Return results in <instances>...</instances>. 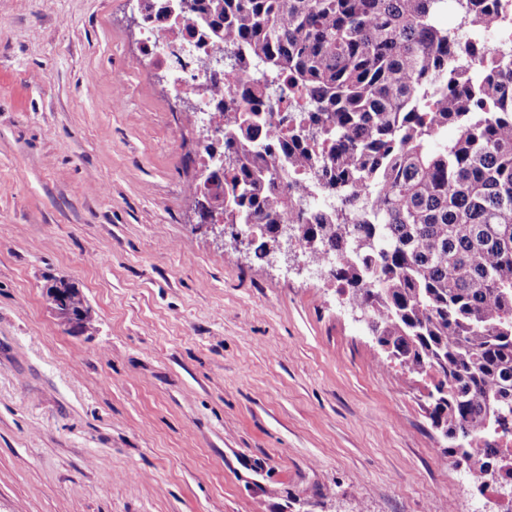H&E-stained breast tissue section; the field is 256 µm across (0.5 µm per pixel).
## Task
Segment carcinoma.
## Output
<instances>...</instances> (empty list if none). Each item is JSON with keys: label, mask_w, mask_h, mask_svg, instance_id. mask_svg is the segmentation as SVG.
<instances>
[{"label": "carcinoma", "mask_w": 512, "mask_h": 512, "mask_svg": "<svg viewBox=\"0 0 512 512\" xmlns=\"http://www.w3.org/2000/svg\"><path fill=\"white\" fill-rule=\"evenodd\" d=\"M453 2L457 27L438 23ZM235 46L224 223L283 214L336 257L377 344L430 378L429 419L466 471L512 484V0H191ZM300 93L280 131V85ZM453 125L457 136L439 143ZM284 160L288 168L278 162ZM329 198L326 211L313 196Z\"/></svg>", "instance_id": "cac0c4a2"}]
</instances>
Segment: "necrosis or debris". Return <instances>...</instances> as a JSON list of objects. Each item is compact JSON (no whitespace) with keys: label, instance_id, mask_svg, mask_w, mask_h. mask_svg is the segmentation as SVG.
I'll use <instances>...</instances> for the list:
<instances>
[{"label":"necrosis or debris","instance_id":"4bbe7bcc","mask_svg":"<svg viewBox=\"0 0 512 512\" xmlns=\"http://www.w3.org/2000/svg\"><path fill=\"white\" fill-rule=\"evenodd\" d=\"M165 0H143L147 19L140 30L143 61L166 76L171 95L193 101L197 124L223 126L224 98L234 86L233 78L210 69L209 61L231 53V46L210 34L201 16L172 11L165 20L155 14Z\"/></svg>","mask_w":512,"mask_h":512}]
</instances>
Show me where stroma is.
<instances>
[{
    "mask_svg": "<svg viewBox=\"0 0 512 512\" xmlns=\"http://www.w3.org/2000/svg\"><path fill=\"white\" fill-rule=\"evenodd\" d=\"M137 11L0 0V512H503L329 278L199 227ZM52 285L57 288H64L65 291L69 293V296L72 299L73 303L76 306L83 308L86 312V319L81 329V319L84 316V312H82V314L74 313L69 304L67 293H64L62 290H52V300L55 307V311L62 320V322L69 327V330L72 333H77L80 329H87L88 325H91L88 316V308L85 307L84 297L80 294L79 290L63 279L55 280L54 284Z\"/></svg>",
    "mask_w": 512,
    "mask_h": 512,
    "instance_id": "stroma-1",
    "label": "stroma"
}]
</instances>
